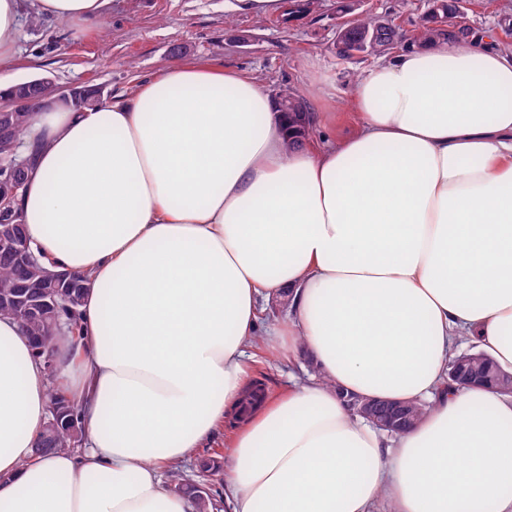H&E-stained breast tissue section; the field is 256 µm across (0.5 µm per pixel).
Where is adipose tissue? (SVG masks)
<instances>
[{"label": "adipose tissue", "instance_id": "ef3b65f1", "mask_svg": "<svg viewBox=\"0 0 512 512\" xmlns=\"http://www.w3.org/2000/svg\"><path fill=\"white\" fill-rule=\"evenodd\" d=\"M108 0H33L58 19ZM23 0H0V97ZM347 136L288 145L253 78L173 66L135 96L32 113L21 199L46 264L88 274L54 361L83 448L45 455L47 377L0 319V512H194L163 467L235 414L224 512H512V395L446 388L460 337L512 372V56L402 49L356 83ZM287 316L261 326L264 303ZM295 380L248 404L256 336ZM429 402L387 438L343 394Z\"/></svg>", "mask_w": 512, "mask_h": 512}]
</instances>
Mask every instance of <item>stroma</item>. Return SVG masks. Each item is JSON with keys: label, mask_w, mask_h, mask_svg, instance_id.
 <instances>
[{"label": "stroma", "mask_w": 512, "mask_h": 512, "mask_svg": "<svg viewBox=\"0 0 512 512\" xmlns=\"http://www.w3.org/2000/svg\"><path fill=\"white\" fill-rule=\"evenodd\" d=\"M349 18L371 14L413 30L430 0H349ZM472 35H490L491 45L512 53V0H484L466 11ZM336 0L289 20L285 11L260 15L238 11L236 0H111L91 22L41 17L22 20L11 66L14 82L48 76L57 88L93 84L105 96H132L141 83L177 65L203 63L257 79L269 94H304L311 114H336L337 131L354 121L350 98L357 79L378 56L339 59L336 55ZM305 357L287 362L259 352L252 380L277 397L289 376H314ZM235 424L228 418L217 434L182 462L186 479L207 484L216 505L224 503L225 442Z\"/></svg>", "instance_id": "1"}]
</instances>
